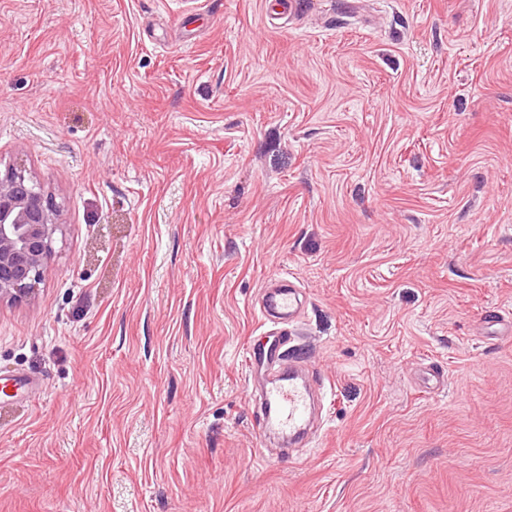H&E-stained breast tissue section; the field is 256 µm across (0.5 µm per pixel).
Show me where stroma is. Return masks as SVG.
I'll list each match as a JSON object with an SVG mask.
<instances>
[{
  "instance_id": "35a3bbf8",
  "label": "stroma",
  "mask_w": 512,
  "mask_h": 512,
  "mask_svg": "<svg viewBox=\"0 0 512 512\" xmlns=\"http://www.w3.org/2000/svg\"><path fill=\"white\" fill-rule=\"evenodd\" d=\"M298 2L0 0V161L63 209L0 303V512H512V0ZM271 277L326 378L293 459ZM300 290L298 288H283L277 282L270 281L263 290L261 313L271 322L283 323L286 326L278 332L277 348L287 345L292 336H288V325L294 323L300 316ZM280 359L271 345L258 355L249 351L248 365L260 367L263 373L275 376V381L265 390L264 405L267 412L260 417L255 433L261 445L266 446L271 428L291 441L302 439L306 433L311 412L312 386L298 371L304 361L297 360L288 373L274 374ZM270 411V416L268 412Z\"/></svg>"
}]
</instances>
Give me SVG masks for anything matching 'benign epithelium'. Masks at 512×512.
<instances>
[{
    "label": "benign epithelium",
    "mask_w": 512,
    "mask_h": 512,
    "mask_svg": "<svg viewBox=\"0 0 512 512\" xmlns=\"http://www.w3.org/2000/svg\"><path fill=\"white\" fill-rule=\"evenodd\" d=\"M62 209L25 167L0 169V302L35 298L36 284L53 252Z\"/></svg>",
    "instance_id": "benign-epithelium-1"
}]
</instances>
